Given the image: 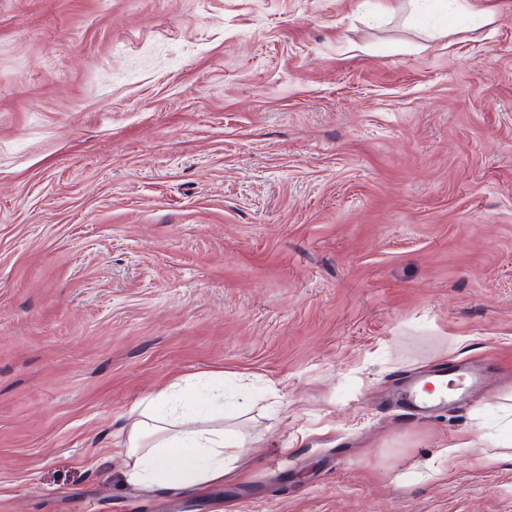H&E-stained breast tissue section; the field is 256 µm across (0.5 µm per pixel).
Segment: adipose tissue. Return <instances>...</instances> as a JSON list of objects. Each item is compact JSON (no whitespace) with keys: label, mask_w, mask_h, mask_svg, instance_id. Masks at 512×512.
Returning <instances> with one entry per match:
<instances>
[{"label":"adipose tissue","mask_w":512,"mask_h":512,"mask_svg":"<svg viewBox=\"0 0 512 512\" xmlns=\"http://www.w3.org/2000/svg\"><path fill=\"white\" fill-rule=\"evenodd\" d=\"M191 385L179 394L159 393L144 399L125 428L117 453L126 482L146 488L207 486L222 482L247 447L245 434L235 433L234 445L224 443V429L186 426L183 408Z\"/></svg>","instance_id":"ef3b65f1"}]
</instances>
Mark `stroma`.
I'll use <instances>...</instances> for the list:
<instances>
[{"instance_id":"stroma-1","label":"stroma","mask_w":512,"mask_h":512,"mask_svg":"<svg viewBox=\"0 0 512 512\" xmlns=\"http://www.w3.org/2000/svg\"><path fill=\"white\" fill-rule=\"evenodd\" d=\"M219 372L241 468L126 484ZM506 394L512 0H0V512H512Z\"/></svg>"}]
</instances>
